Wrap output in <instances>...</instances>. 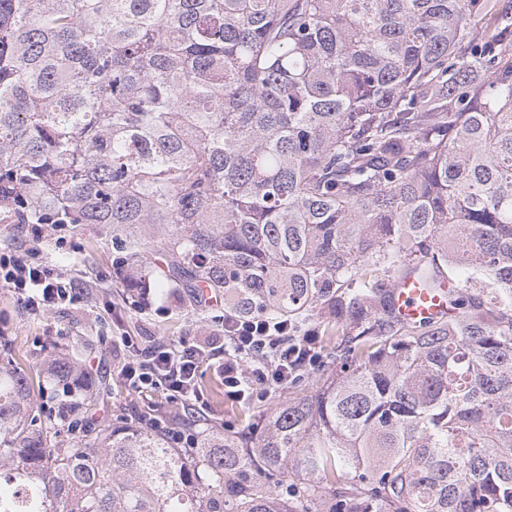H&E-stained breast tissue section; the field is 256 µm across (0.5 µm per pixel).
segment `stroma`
Returning <instances> with one entry per match:
<instances>
[{
  "label": "stroma",
  "instance_id": "stroma-1",
  "mask_svg": "<svg viewBox=\"0 0 512 512\" xmlns=\"http://www.w3.org/2000/svg\"><path fill=\"white\" fill-rule=\"evenodd\" d=\"M64 236L56 245V236ZM36 248L50 268L71 280L80 291L78 302L43 315H30L10 288L0 286V363L15 358L33 380L32 400L43 411L55 407L56 386L44 368L63 347L76 350L80 364L93 374L97 404L86 423L97 426L138 424L147 404L159 407V419L176 430L201 435L209 427L238 430L251 413L269 410L288 395L287 386L272 391L266 401H235L224 393V376L217 361L203 362L197 386L203 406L194 411L159 394L130 393L117 366L129 356L121 337L176 343L193 337L205 341L224 322V303H197L185 288H126L119 274L120 254L108 224H68L60 234L36 235L31 224L0 223V253L23 255Z\"/></svg>",
  "mask_w": 512,
  "mask_h": 512
}]
</instances>
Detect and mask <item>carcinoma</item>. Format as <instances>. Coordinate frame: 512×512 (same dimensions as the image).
Masks as SVG:
<instances>
[{"mask_svg": "<svg viewBox=\"0 0 512 512\" xmlns=\"http://www.w3.org/2000/svg\"><path fill=\"white\" fill-rule=\"evenodd\" d=\"M328 322L315 389L174 447L0 367V512H512V19L497 0H0V223ZM391 282H448L407 324Z\"/></svg>", "mask_w": 512, "mask_h": 512, "instance_id": "cac0c4a2", "label": "carcinoma"}]
</instances>
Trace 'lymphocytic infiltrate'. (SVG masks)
Here are the masks:
<instances>
[{"mask_svg":"<svg viewBox=\"0 0 512 512\" xmlns=\"http://www.w3.org/2000/svg\"><path fill=\"white\" fill-rule=\"evenodd\" d=\"M0 282L13 288L19 303L34 314L72 301L76 295L75 288L54 275L36 249L22 258L1 254ZM313 345V337L289 336L285 323L261 316H228L223 335L212 337L208 345L154 346L124 362L120 374L133 392L154 390L189 408L200 398L195 378L201 359L207 356L221 360L230 398L262 400L287 383L296 365L311 359Z\"/></svg>","mask_w":512,"mask_h":512,"instance_id":"1","label":"lymphocytic infiltrate"}]
</instances>
